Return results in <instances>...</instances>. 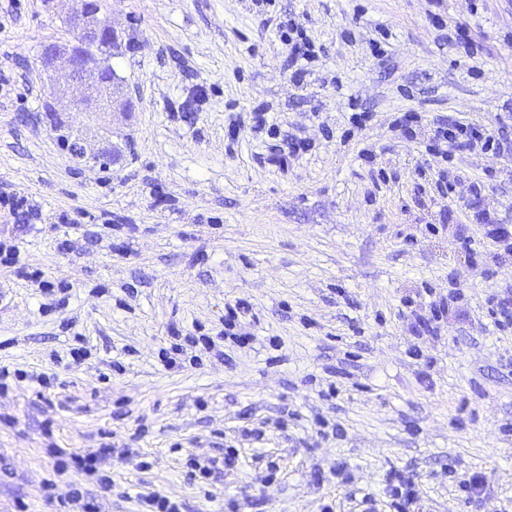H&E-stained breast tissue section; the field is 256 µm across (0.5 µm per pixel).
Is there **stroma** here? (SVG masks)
<instances>
[{
	"label": "stroma",
	"mask_w": 512,
	"mask_h": 512,
	"mask_svg": "<svg viewBox=\"0 0 512 512\" xmlns=\"http://www.w3.org/2000/svg\"><path fill=\"white\" fill-rule=\"evenodd\" d=\"M101 5L132 109L52 118L49 94L77 90L38 56L71 40L74 2L0 0V198L32 209L0 217V512H80L76 489L96 512L153 492L183 512H395L398 473L419 485L406 512H512V329L487 316L512 259L462 241L473 183L512 224V154L425 153L448 116L512 140V0ZM291 21L313 48L301 80ZM458 24L474 52L449 45ZM295 136L309 151L270 163ZM456 288L440 331L414 333L411 305ZM108 444L97 474L63 471ZM230 450L237 469L192 476Z\"/></svg>",
	"instance_id": "1"
}]
</instances>
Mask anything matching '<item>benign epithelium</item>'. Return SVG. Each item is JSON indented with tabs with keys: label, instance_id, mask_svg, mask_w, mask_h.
<instances>
[{
	"label": "benign epithelium",
	"instance_id": "benign-epithelium-1",
	"mask_svg": "<svg viewBox=\"0 0 512 512\" xmlns=\"http://www.w3.org/2000/svg\"><path fill=\"white\" fill-rule=\"evenodd\" d=\"M80 7L69 15L75 41L83 51L72 52V43L57 44L44 51L41 66L53 73L55 86L77 84L82 95L69 106L55 105L58 112H105L125 110L126 99L122 85L113 78L105 77L104 54L99 42L103 38L107 22L92 11L88 0H78Z\"/></svg>",
	"mask_w": 512,
	"mask_h": 512
}]
</instances>
